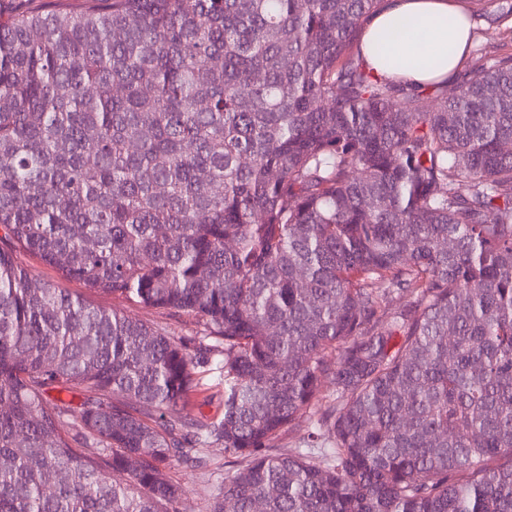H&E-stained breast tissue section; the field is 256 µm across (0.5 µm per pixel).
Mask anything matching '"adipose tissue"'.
<instances>
[{
    "label": "adipose tissue",
    "instance_id": "adipose-tissue-1",
    "mask_svg": "<svg viewBox=\"0 0 512 512\" xmlns=\"http://www.w3.org/2000/svg\"><path fill=\"white\" fill-rule=\"evenodd\" d=\"M450 14L448 0H386L365 28L370 67L421 84L453 76L471 34L466 22L450 21Z\"/></svg>",
    "mask_w": 512,
    "mask_h": 512
}]
</instances>
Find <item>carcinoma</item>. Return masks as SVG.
Masks as SVG:
<instances>
[{
  "instance_id": "carcinoma-1",
  "label": "carcinoma",
  "mask_w": 512,
  "mask_h": 512,
  "mask_svg": "<svg viewBox=\"0 0 512 512\" xmlns=\"http://www.w3.org/2000/svg\"><path fill=\"white\" fill-rule=\"evenodd\" d=\"M30 2L0 0V512H179L164 471L213 444L245 465L212 512H512V54L428 94L365 60L383 0ZM15 256L16 260L25 266L38 282L52 281L60 288H64L72 294L81 295L97 306L127 312L147 323L166 325L168 330L176 336H193L195 334L196 324L191 317L168 316L167 313L156 309L129 305L122 300L113 298L112 294L90 291L81 281L62 277L56 269L25 251H17ZM212 362L210 366L203 368L205 372L202 374L203 379L199 392L194 398L192 413L198 418H213L219 415L223 409L224 402V381L223 375L219 368L218 361ZM201 369V370H203Z\"/></svg>"
}]
</instances>
